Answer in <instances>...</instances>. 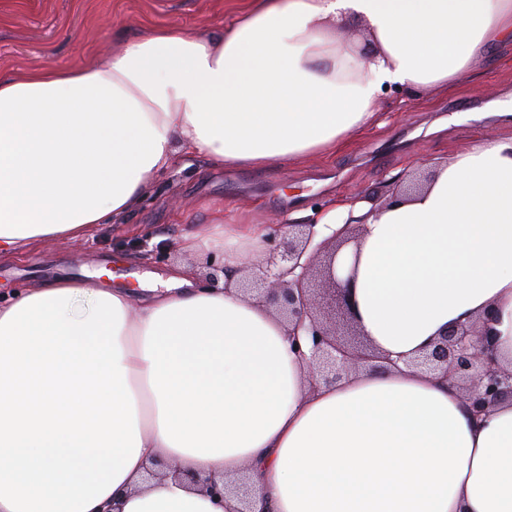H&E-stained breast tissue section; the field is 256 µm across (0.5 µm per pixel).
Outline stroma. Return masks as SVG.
<instances>
[{"mask_svg": "<svg viewBox=\"0 0 512 512\" xmlns=\"http://www.w3.org/2000/svg\"><path fill=\"white\" fill-rule=\"evenodd\" d=\"M250 0H0V74L46 65L71 66L108 55L119 42L150 28L218 31ZM386 122L366 129L344 149L308 156L293 166L256 171L219 169L183 157L161 173L125 223L95 225L82 245L63 238L34 243L23 255L0 256V300L59 277L99 275L108 288L133 286L131 308L163 288L178 269L203 278L221 254L184 253L182 232L216 215L268 227L332 200L368 195L383 202L408 176L448 162L477 137L512 135V61L492 57L442 94L388 91ZM149 235L157 255L126 248Z\"/></svg>", "mask_w": 512, "mask_h": 512, "instance_id": "35a3bbf8", "label": "stroma"}]
</instances>
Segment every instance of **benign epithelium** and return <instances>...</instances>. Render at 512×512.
<instances>
[{"instance_id": "benign-epithelium-1", "label": "benign epithelium", "mask_w": 512, "mask_h": 512, "mask_svg": "<svg viewBox=\"0 0 512 512\" xmlns=\"http://www.w3.org/2000/svg\"><path fill=\"white\" fill-rule=\"evenodd\" d=\"M428 177L427 173L411 176L399 192L391 193L387 202L400 193L416 191ZM315 235L316 225L310 223L290 224L286 233L272 225L264 262L249 268L239 280L238 290L275 306L298 354H303L300 336L309 337L311 373L317 381L332 384L353 368H380L386 357L360 335L354 278L338 275L339 251L351 243L359 247L360 225L346 224L312 249ZM228 284L227 268L212 267L208 286L225 290ZM491 322L492 317L486 315L456 325L405 362L410 369L439 375L455 384L475 419L498 403L512 400V368L502 366L496 357ZM345 325L358 337L357 342L350 344L338 339ZM160 477L195 487L217 506L224 507L226 485L221 475L184 470L155 460L147 467L144 481ZM234 493L239 506L233 512H253L248 479H240Z\"/></svg>"}]
</instances>
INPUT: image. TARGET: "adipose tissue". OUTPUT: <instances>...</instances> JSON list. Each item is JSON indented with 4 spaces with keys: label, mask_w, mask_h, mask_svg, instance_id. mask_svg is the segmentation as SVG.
<instances>
[{
    "label": "adipose tissue",
    "mask_w": 512,
    "mask_h": 512,
    "mask_svg": "<svg viewBox=\"0 0 512 512\" xmlns=\"http://www.w3.org/2000/svg\"><path fill=\"white\" fill-rule=\"evenodd\" d=\"M359 24L369 41L341 38ZM512 50V0H252L220 33L157 27L105 58L0 75V253L119 224L181 154L293 165L345 148L391 88L447 92ZM363 226L359 329L392 364L311 386L262 300L176 271L138 312L60 280L0 303V512H230L156 458L250 476L256 512H512V402L475 419L404 361L491 310L512 363V136L472 140ZM249 224H196L188 252L260 254Z\"/></svg>",
    "instance_id": "1"
}]
</instances>
